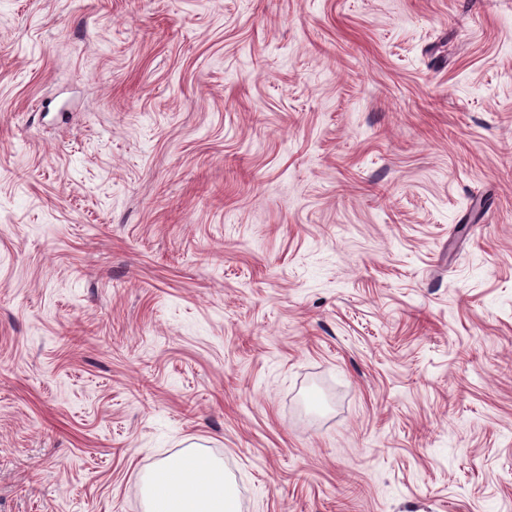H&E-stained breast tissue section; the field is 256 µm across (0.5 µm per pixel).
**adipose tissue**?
<instances>
[{"instance_id": "adipose-tissue-1", "label": "adipose tissue", "mask_w": 512, "mask_h": 512, "mask_svg": "<svg viewBox=\"0 0 512 512\" xmlns=\"http://www.w3.org/2000/svg\"><path fill=\"white\" fill-rule=\"evenodd\" d=\"M146 512H239L235 485L220 461L191 453L144 477Z\"/></svg>"}]
</instances>
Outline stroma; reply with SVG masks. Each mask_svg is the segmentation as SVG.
I'll list each match as a JSON object with an SVG mask.
<instances>
[{
  "label": "stroma",
  "mask_w": 512,
  "mask_h": 512,
  "mask_svg": "<svg viewBox=\"0 0 512 512\" xmlns=\"http://www.w3.org/2000/svg\"><path fill=\"white\" fill-rule=\"evenodd\" d=\"M512 512V0H0V512ZM147 512H239L235 485L220 461L190 453L144 477Z\"/></svg>",
  "instance_id": "1"
}]
</instances>
